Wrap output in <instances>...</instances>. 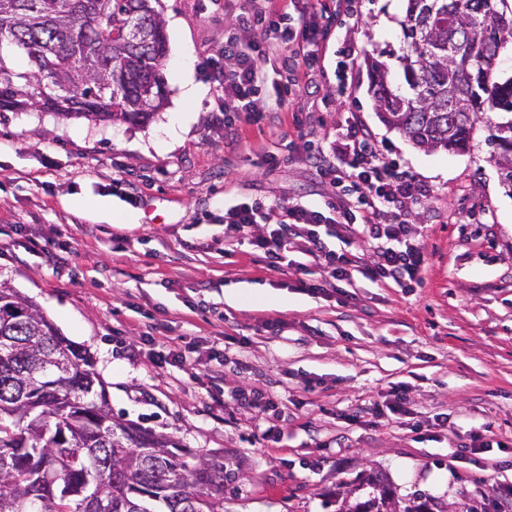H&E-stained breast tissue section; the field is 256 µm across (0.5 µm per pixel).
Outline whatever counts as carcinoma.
Wrapping results in <instances>:
<instances>
[{
	"mask_svg": "<svg viewBox=\"0 0 512 512\" xmlns=\"http://www.w3.org/2000/svg\"><path fill=\"white\" fill-rule=\"evenodd\" d=\"M155 0H0V112L148 123L164 106L167 39ZM399 49L375 60L383 122L426 149L464 151L496 116L489 144L512 191V0H403ZM26 59V67L16 56ZM52 72L60 91L40 89ZM238 473L224 455L115 417L95 360L32 302L0 284V512H224ZM355 512H388L380 496Z\"/></svg>",
	"mask_w": 512,
	"mask_h": 512,
	"instance_id": "cac0c4a2",
	"label": "carcinoma"
}]
</instances>
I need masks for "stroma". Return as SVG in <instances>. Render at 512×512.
Instances as JSON below:
<instances>
[{
	"label": "stroma",
	"mask_w": 512,
	"mask_h": 512,
	"mask_svg": "<svg viewBox=\"0 0 512 512\" xmlns=\"http://www.w3.org/2000/svg\"><path fill=\"white\" fill-rule=\"evenodd\" d=\"M244 0H160L167 30L164 108L144 126L0 112V283L36 303L96 361L114 416L223 453L240 478L226 512H336L326 505L364 471L399 497L423 492L441 512H507L512 486V191L477 124L463 153L415 146L384 124L369 57L398 45L401 0H356L348 33L359 55L347 97L336 95L335 39L302 75L277 131L242 124L248 149L224 146L221 94L205 67ZM190 69L205 95L186 103ZM433 194L414 229L426 268L415 288L360 279L348 304L309 294L318 267L297 255L289 275L262 253H224V204L257 198L265 221L331 187L312 156L329 151L346 115ZM276 155L269 165L265 152ZM134 214V223L122 222ZM409 386L412 417L349 408ZM276 389L279 412L240 408L239 386ZM432 439L413 424L436 414ZM486 426L496 447L464 446ZM279 442L265 440L268 428Z\"/></svg>",
	"instance_id": "35a3bbf8"
}]
</instances>
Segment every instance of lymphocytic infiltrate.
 Here are the masks:
<instances>
[{"mask_svg": "<svg viewBox=\"0 0 512 512\" xmlns=\"http://www.w3.org/2000/svg\"><path fill=\"white\" fill-rule=\"evenodd\" d=\"M324 15L313 0H247L232 20L224 39V52L211 67L224 97V141L238 149L243 142L236 127L243 117L278 114L287 109V93H266L267 65L281 59L285 70L313 69L321 59ZM252 32L251 40L240 37ZM302 49L301 64L285 57ZM332 162L321 164L322 178L336 187L335 201L314 207L292 201L280 208L277 223L261 225L263 204L245 198L224 208V243H248L263 253L270 269L287 273L288 255L312 257L323 274L318 279L298 280L301 290L318 294L334 292L348 301L355 278L375 285L395 283L402 288L418 284L425 270L423 247L408 222L425 211L432 191L400 172L386 160L370 133L360 124L345 121L338 126L330 146ZM328 234H321V227ZM359 238L377 251L375 260L345 251L344 243Z\"/></svg>", "mask_w": 512, "mask_h": 512, "instance_id": "lymphocytic-infiltrate-1", "label": "lymphocytic infiltrate"}]
</instances>
